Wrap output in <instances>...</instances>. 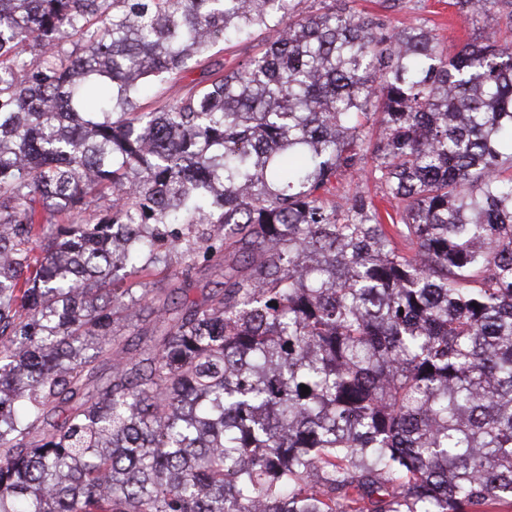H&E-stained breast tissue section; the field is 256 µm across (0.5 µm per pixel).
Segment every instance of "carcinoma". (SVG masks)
<instances>
[{"instance_id":"cac0c4a2","label":"carcinoma","mask_w":512,"mask_h":512,"mask_svg":"<svg viewBox=\"0 0 512 512\" xmlns=\"http://www.w3.org/2000/svg\"><path fill=\"white\" fill-rule=\"evenodd\" d=\"M301 2L0 0V512L512 505V0ZM163 248L235 272L155 308ZM453 1L400 0L394 9L386 8V0H346V3L357 10L381 16L391 27L425 24L453 51L468 40L484 34L482 23L459 16L456 7L452 5ZM262 36H256L253 40H244L233 42L226 45H221L213 50L215 53V60L224 63V70L237 68L246 60L255 56L261 46ZM203 67L192 69L178 78L161 85L150 88L141 98L142 111H151L167 102H171L183 96L187 89L195 83L205 81Z\"/></svg>"}]
</instances>
